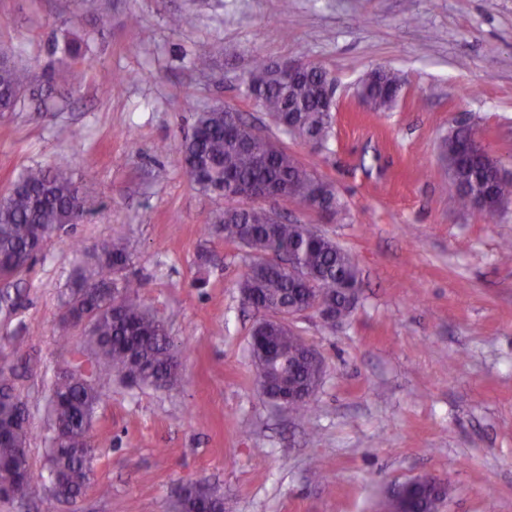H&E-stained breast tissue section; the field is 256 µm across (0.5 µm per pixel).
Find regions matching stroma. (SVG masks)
Here are the masks:
<instances>
[{"instance_id":"obj_1","label":"stroma","mask_w":512,"mask_h":512,"mask_svg":"<svg viewBox=\"0 0 512 512\" xmlns=\"http://www.w3.org/2000/svg\"><path fill=\"white\" fill-rule=\"evenodd\" d=\"M103 13L110 28L97 24ZM179 16L189 25L173 27ZM74 42L90 46L78 84ZM214 44L220 54L206 57ZM0 48L69 90L53 111L27 101L0 114V195L61 157L92 174L91 216L47 243L18 283L21 306L0 315V362L17 371L41 476L0 512H44L46 399L82 341L61 322L81 266L73 245L91 253L116 236L144 303L182 344L181 371L165 387L104 382L91 482L56 512H172L191 484L221 495L224 512H381L426 474L451 485L439 512H512V202L493 222L450 208L441 157L463 120L512 170V0H0ZM261 60L312 62L334 78L325 148L246 97ZM377 67L403 82L386 112L357 98ZM221 104L331 181L346 208L338 223L276 205L335 238L360 270L348 319L296 322L324 365L306 421L259 390L244 253L207 231L224 200L194 189L176 151L194 113Z\"/></svg>"}]
</instances>
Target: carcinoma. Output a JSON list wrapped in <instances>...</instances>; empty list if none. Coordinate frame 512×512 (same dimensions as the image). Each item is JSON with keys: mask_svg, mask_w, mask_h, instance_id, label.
Here are the masks:
<instances>
[{"mask_svg": "<svg viewBox=\"0 0 512 512\" xmlns=\"http://www.w3.org/2000/svg\"><path fill=\"white\" fill-rule=\"evenodd\" d=\"M26 79L15 58L1 51L0 112L14 111ZM399 83V76L390 70L372 71L360 88L363 104L375 112L391 109V89ZM246 94L284 132L289 134L296 127L321 146L329 140L331 124L323 111L324 80L320 74H298L286 81L280 69L260 62L247 77ZM245 133L246 123L240 113L213 106L195 113L191 133L177 146L180 157L192 166V185L224 198V210L209 228L245 250L241 294L269 306L303 303L306 287L262 260L271 252L288 251L312 287L334 304L336 314L349 316L356 303L347 289L359 282V269L350 253L312 224L275 222L263 208L241 209L239 199L224 187L228 179L272 185L289 199L319 198L332 215L339 216L344 204L334 184L316 177L269 136L245 145ZM465 138L464 130L453 129L443 143L448 173L457 188L451 204L466 210L477 191L484 197L483 213L493 218L503 203L512 200V178H492L484 156L464 151ZM86 213L78 177L68 162L26 169L11 191L0 198V280L7 283L26 273L42 249L39 242H47L67 225L81 223ZM131 260L126 239L113 238L93 255V264L72 290L66 311L77 322L89 316L83 325L87 336L84 349L94 355L98 383L115 375L155 386L163 378L170 382L176 377L178 350L166 321L142 302V283L127 276ZM20 303V292L0 289L1 315L10 316ZM306 351L304 337L290 336L283 318H262L252 329L250 353L259 386L269 395L281 392L286 383L310 391L307 398L288 406L298 419L312 412L322 379V365L307 360ZM15 380L14 368L0 367V493L6 499L41 479L28 456L31 428L14 420ZM100 400V388L87 385L78 371L59 378L50 388L51 415L62 431L47 448L52 485L49 512L63 499L79 497L90 482L95 458L92 421ZM446 494L444 490L430 497L417 487H408L403 490L400 506L390 499L384 505L385 512H438V501ZM174 512H224V498H202L192 486L177 499Z\"/></svg>", "mask_w": 512, "mask_h": 512, "instance_id": "1", "label": "carcinoma"}]
</instances>
